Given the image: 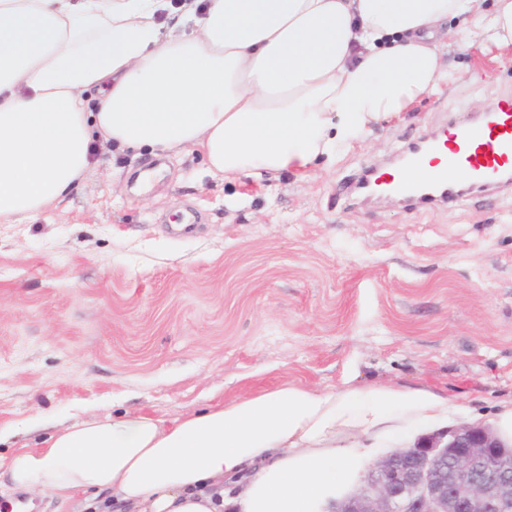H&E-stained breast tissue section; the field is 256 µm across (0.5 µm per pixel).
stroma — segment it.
I'll return each instance as SVG.
<instances>
[{
    "label": "stroma",
    "instance_id": "obj_1",
    "mask_svg": "<svg viewBox=\"0 0 512 512\" xmlns=\"http://www.w3.org/2000/svg\"><path fill=\"white\" fill-rule=\"evenodd\" d=\"M455 77L304 180L212 176L200 150L105 153L34 220L0 223V445L112 412L173 419L289 383L426 384L449 425L512 398V184L450 206L353 186L512 90V47L449 46Z\"/></svg>",
    "mask_w": 512,
    "mask_h": 512
}]
</instances>
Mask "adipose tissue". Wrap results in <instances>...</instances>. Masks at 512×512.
Listing matches in <instances>:
<instances>
[{
	"label": "adipose tissue",
	"mask_w": 512,
	"mask_h": 512,
	"mask_svg": "<svg viewBox=\"0 0 512 512\" xmlns=\"http://www.w3.org/2000/svg\"><path fill=\"white\" fill-rule=\"evenodd\" d=\"M0 0V222L68 196L103 148L201 149L212 173L306 178L404 112L512 0ZM98 91L96 103L84 94ZM419 385L283 384L166 420L107 415L9 457V488L90 512H326L374 443L447 424Z\"/></svg>",
	"instance_id": "obj_1"
}]
</instances>
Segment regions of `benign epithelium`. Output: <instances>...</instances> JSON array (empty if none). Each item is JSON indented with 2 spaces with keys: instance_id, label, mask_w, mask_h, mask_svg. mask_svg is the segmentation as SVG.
Returning a JSON list of instances; mask_svg holds the SVG:
<instances>
[{
  "instance_id": "1",
  "label": "benign epithelium",
  "mask_w": 512,
  "mask_h": 512,
  "mask_svg": "<svg viewBox=\"0 0 512 512\" xmlns=\"http://www.w3.org/2000/svg\"><path fill=\"white\" fill-rule=\"evenodd\" d=\"M332 512H512V448L460 425L381 456Z\"/></svg>"
}]
</instances>
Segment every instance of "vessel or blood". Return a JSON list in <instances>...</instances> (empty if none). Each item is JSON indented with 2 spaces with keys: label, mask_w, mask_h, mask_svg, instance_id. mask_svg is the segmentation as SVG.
Returning a JSON list of instances; mask_svg holds the SVG:
<instances>
[{
  "label": "vessel or blood",
  "mask_w": 512,
  "mask_h": 512,
  "mask_svg": "<svg viewBox=\"0 0 512 512\" xmlns=\"http://www.w3.org/2000/svg\"><path fill=\"white\" fill-rule=\"evenodd\" d=\"M455 156L461 173L440 171L432 180L418 181L413 169L429 154ZM512 173V93L501 95L488 117L449 126L436 138L430 152L408 153L405 166L382 182L386 194L421 206L455 203L467 188L487 186Z\"/></svg>",
  "instance_id": "obj_1"
}]
</instances>
